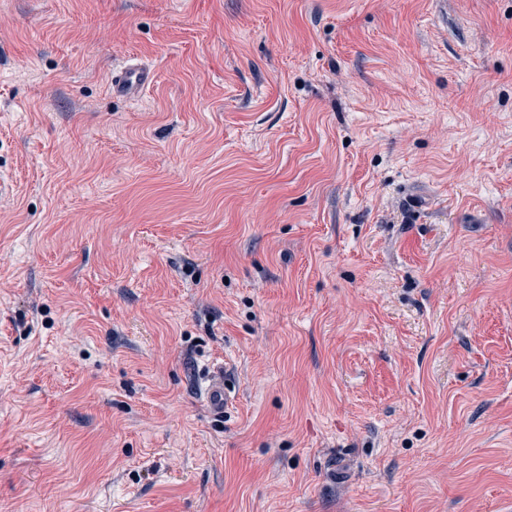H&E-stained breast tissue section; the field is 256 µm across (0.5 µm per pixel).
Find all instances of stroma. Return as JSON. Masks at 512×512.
I'll list each match as a JSON object with an SVG mask.
<instances>
[{
	"mask_svg": "<svg viewBox=\"0 0 512 512\" xmlns=\"http://www.w3.org/2000/svg\"><path fill=\"white\" fill-rule=\"evenodd\" d=\"M0 512H512V0H0ZM152 71L136 62H126L112 76V93L136 101L152 82ZM205 395L211 411L217 415L224 414L232 402L231 391L224 374V364L212 363L205 375Z\"/></svg>",
	"mask_w": 512,
	"mask_h": 512,
	"instance_id": "1",
	"label": "stroma"
}]
</instances>
